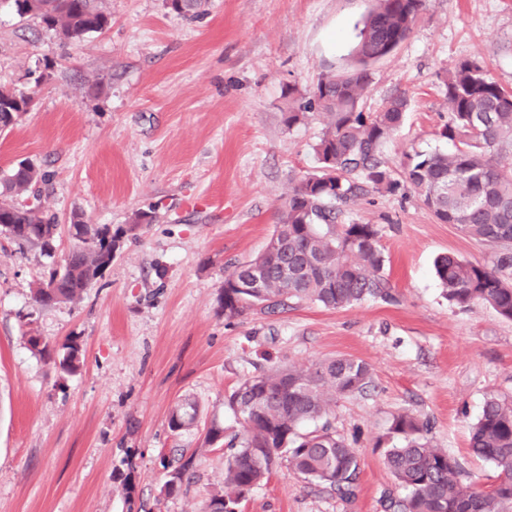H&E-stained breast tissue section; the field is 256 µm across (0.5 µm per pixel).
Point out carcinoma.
Segmentation results:
<instances>
[{
    "label": "carcinoma",
    "instance_id": "cac0c4a2",
    "mask_svg": "<svg viewBox=\"0 0 512 512\" xmlns=\"http://www.w3.org/2000/svg\"><path fill=\"white\" fill-rule=\"evenodd\" d=\"M18 15H34L44 27L70 39L99 32L110 17L98 0H10ZM207 0H165L182 15L202 10ZM424 0H373L353 49L355 64L322 75L303 106L284 113L288 128L303 122L307 112L327 117L313 146L318 170L299 178L282 205L279 224L265 247L251 260L225 270L219 305L227 320L246 311L286 309L312 302L327 309H345L367 298L393 299L384 272L377 230L371 224L338 223L340 207L355 202L368 185L377 192L397 193L409 186L434 217L455 224L467 237L495 247L484 261L451 254L435 261L436 275L448 301L467 306L489 305L512 320V167L493 157L512 149V91L487 77L475 60H463L444 81L448 123L439 136L456 143L449 153L417 152L400 174L382 158V147L401 125L408 99L390 98L383 108L366 112L362 102L371 83L370 67L392 55L409 37ZM31 96L0 89V132L14 126L28 111ZM43 175L32 163L18 162L0 172V231L20 246L49 253L57 225L41 210L19 206L11 198L29 191ZM75 243L63 268L50 270L36 289L39 306L73 302L102 278L112 264L120 235L106 224H84L75 216ZM262 287L246 288L254 274ZM59 366L79 368L81 345L70 337ZM372 383L370 365L339 355L313 367H273L249 377L227 397L241 431L225 438L224 425L211 421L203 445L227 443L224 485L205 502L203 512H237L254 487L280 466L300 478L334 490L342 499L355 495L360 458L356 448L333 429L331 406L338 397L362 393ZM198 408L190 400L172 410L168 426L179 432L191 427ZM307 421L319 425L301 430ZM428 425L408 413L393 417L386 435L385 465L405 491L387 496L385 512H501L512 503V404L494 397L470 433L474 455L491 462L498 482L489 490L460 478L457 462L426 437ZM196 457L183 455L166 472L161 492L179 493Z\"/></svg>",
    "mask_w": 512,
    "mask_h": 512
}]
</instances>
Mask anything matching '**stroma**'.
<instances>
[{
  "label": "stroma",
  "mask_w": 512,
  "mask_h": 512,
  "mask_svg": "<svg viewBox=\"0 0 512 512\" xmlns=\"http://www.w3.org/2000/svg\"><path fill=\"white\" fill-rule=\"evenodd\" d=\"M99 3L108 27L64 40L0 0V88L33 98L0 134V169L31 161L45 180L14 202L58 223L49 256L0 234V512H200L227 455L203 448L205 429L214 419L239 428L226 396L270 367L337 355L373 372L331 416L361 458L354 499L282 467L240 512H384V495L402 491L375 442L402 412L429 423L431 444L490 489L498 473L470 452V430L487 399L512 403V321L448 303L435 259L480 261L488 249L411 189L368 192L341 215L377 229L397 303H299L231 321L218 308L225 269L262 249L288 192L317 169L325 115L290 128L284 112L348 64L372 0H207L194 17L165 0ZM467 59L512 88V0H426L408 39L372 66L365 111L409 101L382 148L389 167L417 150L453 151L438 135L443 80ZM147 209L155 221L133 226ZM76 213L121 233V248L79 300L39 307L33 290L63 266ZM29 331L54 349L79 337V372L34 354ZM186 397L197 422L176 434L168 418ZM192 452L181 492L162 495V459Z\"/></svg>",
  "instance_id": "35a3bbf8"
}]
</instances>
